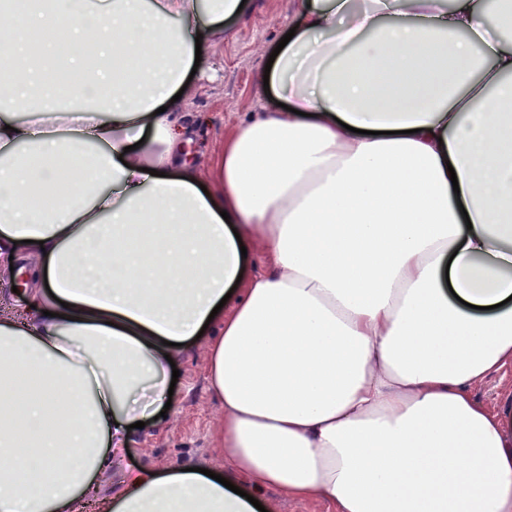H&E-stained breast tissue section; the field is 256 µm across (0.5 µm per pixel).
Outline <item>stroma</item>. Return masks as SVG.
<instances>
[{
  "label": "stroma",
  "instance_id": "35a3bbf8",
  "mask_svg": "<svg viewBox=\"0 0 512 512\" xmlns=\"http://www.w3.org/2000/svg\"><path fill=\"white\" fill-rule=\"evenodd\" d=\"M298 8L299 0H250L248 12L232 23L229 33L213 38L207 66L196 71L178 100V111L193 129L183 157L197 167L205 187L217 185L215 157L224 140L237 133L249 113L270 106L263 85L265 66ZM208 358L205 336L180 353L171 406L166 416L130 435L125 469L164 473L205 464L223 467Z\"/></svg>",
  "mask_w": 512,
  "mask_h": 512
}]
</instances>
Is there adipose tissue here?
Returning a JSON list of instances; mask_svg holds the SVG:
<instances>
[{
	"mask_svg": "<svg viewBox=\"0 0 512 512\" xmlns=\"http://www.w3.org/2000/svg\"><path fill=\"white\" fill-rule=\"evenodd\" d=\"M241 2L27 0L0 51L30 61L9 79L29 118L0 113V269L22 240L38 258L27 313L0 316V512H256L268 487L512 512V404L470 394L512 362V38L483 0H306L279 106L224 143L205 193L169 103ZM54 25L92 42L66 62L103 105L58 104L50 45L31 51ZM205 327L222 481L140 470L102 495Z\"/></svg>",
	"mask_w": 512,
	"mask_h": 512,
	"instance_id": "1",
	"label": "adipose tissue"
}]
</instances>
